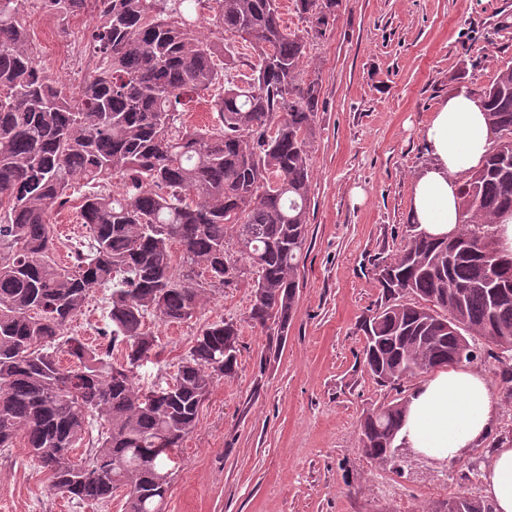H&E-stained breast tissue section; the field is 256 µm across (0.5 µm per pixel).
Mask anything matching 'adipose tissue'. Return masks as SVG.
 I'll use <instances>...</instances> for the list:
<instances>
[{
    "label": "adipose tissue",
    "mask_w": 512,
    "mask_h": 512,
    "mask_svg": "<svg viewBox=\"0 0 512 512\" xmlns=\"http://www.w3.org/2000/svg\"><path fill=\"white\" fill-rule=\"evenodd\" d=\"M423 138L431 162L414 181L411 221L428 236L442 238L459 227V174L479 168L491 145L483 102L466 91L451 95L433 113ZM495 417L486 378L452 367L413 390L399 437L418 454L451 461L486 438ZM482 479L494 512H512V446L496 449Z\"/></svg>",
    "instance_id": "adipose-tissue-1"
}]
</instances>
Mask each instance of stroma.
<instances>
[{
    "label": "stroma",
    "mask_w": 512,
    "mask_h": 512,
    "mask_svg": "<svg viewBox=\"0 0 512 512\" xmlns=\"http://www.w3.org/2000/svg\"><path fill=\"white\" fill-rule=\"evenodd\" d=\"M279 8L287 31L306 38L304 75L322 80L296 309L282 341L270 343L247 319L252 281L242 278L184 322L147 318L158 357L139 369L144 385L174 374L206 324L239 329L237 372L214 381L178 450L163 512H445L457 494L484 498L493 448L512 443L496 350L478 345L469 364L498 403L492 434L453 462L400 447L383 465L359 448L360 423L426 376L374 381L359 324L383 302L375 265L402 247L413 181L431 161L422 130L449 93L492 83L512 60V0H343L321 37L309 36L293 0ZM25 18L48 73L77 91L85 72L52 60L55 19L31 7ZM0 512H123V500L50 494L19 439L0 455Z\"/></svg>",
    "instance_id": "1"
}]
</instances>
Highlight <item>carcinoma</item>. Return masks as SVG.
<instances>
[{
  "label": "carcinoma",
  "instance_id": "carcinoma-1",
  "mask_svg": "<svg viewBox=\"0 0 512 512\" xmlns=\"http://www.w3.org/2000/svg\"><path fill=\"white\" fill-rule=\"evenodd\" d=\"M294 2L317 37L342 5ZM28 3L55 16L63 41L70 17L94 19L93 65L78 93L40 65ZM203 9L219 33L249 41L257 60L247 86L212 100L217 133L183 121L185 98L224 77L215 63L224 46L197 35ZM305 49V37L282 27L278 0H0V450L22 437L51 492L105 504L122 488L124 512H160L175 451L213 380L236 372L238 328L207 325L151 400L134 382L155 350L147 317L181 323L208 294L251 274L249 321L288 328L322 89L319 75L300 77ZM469 92L484 102L495 140L460 184L457 240L410 224L399 254L380 266L385 302L361 323L365 367L380 383L469 362L477 338L512 360V294L496 295L512 290V258L489 255L497 217L512 212V61ZM114 177L118 197L106 189ZM78 180L95 190L79 206L86 234L61 267L52 215ZM231 239L247 265L229 252ZM96 288L111 290L105 349L68 334ZM61 353L73 364L62 366ZM407 406L395 399L364 416L366 458L392 461ZM87 440L89 453L74 461ZM448 501L454 512H493L464 495Z\"/></svg>",
  "mask_w": 512,
  "mask_h": 512
}]
</instances>
